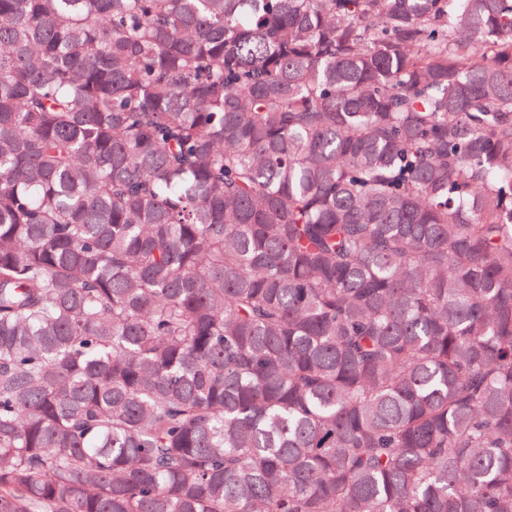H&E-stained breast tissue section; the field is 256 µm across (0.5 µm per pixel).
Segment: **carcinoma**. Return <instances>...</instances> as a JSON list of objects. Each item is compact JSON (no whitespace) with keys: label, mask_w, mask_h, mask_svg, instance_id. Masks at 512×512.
I'll list each match as a JSON object with an SVG mask.
<instances>
[{"label":"carcinoma","mask_w":512,"mask_h":512,"mask_svg":"<svg viewBox=\"0 0 512 512\" xmlns=\"http://www.w3.org/2000/svg\"><path fill=\"white\" fill-rule=\"evenodd\" d=\"M0 512H512V0H0Z\"/></svg>","instance_id":"obj_1"}]
</instances>
